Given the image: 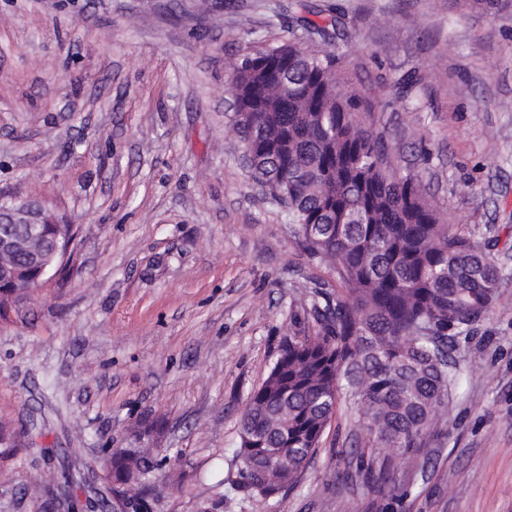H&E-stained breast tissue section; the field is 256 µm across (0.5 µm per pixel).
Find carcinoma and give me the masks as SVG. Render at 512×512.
Returning <instances> with one entry per match:
<instances>
[{
    "mask_svg": "<svg viewBox=\"0 0 512 512\" xmlns=\"http://www.w3.org/2000/svg\"><path fill=\"white\" fill-rule=\"evenodd\" d=\"M296 6L307 39L331 46L344 36L333 9ZM298 47L233 65L237 109L254 117L238 133L282 169L274 190L288 201L290 232L308 256L329 260L336 284L312 282L294 318L311 327L282 343L248 397L236 457L251 466L238 487L266 498L295 485L344 404L368 438L346 467L396 497L392 461L443 422L461 379L456 352L494 306L500 239L442 223L418 176L398 172L383 134L359 122L362 100L337 79L336 54ZM105 464L116 485L138 461L112 452Z\"/></svg>",
    "mask_w": 512,
    "mask_h": 512,
    "instance_id": "carcinoma-1",
    "label": "carcinoma"
}]
</instances>
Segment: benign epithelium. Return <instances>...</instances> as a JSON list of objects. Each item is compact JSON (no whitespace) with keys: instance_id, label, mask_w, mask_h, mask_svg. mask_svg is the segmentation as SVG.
I'll list each match as a JSON object with an SVG mask.
<instances>
[{"instance_id":"obj_1","label":"benign epithelium","mask_w":512,"mask_h":512,"mask_svg":"<svg viewBox=\"0 0 512 512\" xmlns=\"http://www.w3.org/2000/svg\"><path fill=\"white\" fill-rule=\"evenodd\" d=\"M243 158L249 170L267 181L271 176L264 173L263 160L256 157L252 148L244 149ZM0 224H54L56 231L49 245L28 232L21 236L0 237V275L10 279L13 288L7 300L29 295L34 289L51 280L61 270L69 257L75 240L72 224L45 206L26 199H13L0 204ZM25 253L30 268L18 269L15 258ZM144 473L131 471L125 483L112 494L113 512H139L144 492Z\"/></svg>"}]
</instances>
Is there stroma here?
I'll return each instance as SVG.
<instances>
[{
    "label": "stroma",
    "mask_w": 512,
    "mask_h": 512,
    "mask_svg": "<svg viewBox=\"0 0 512 512\" xmlns=\"http://www.w3.org/2000/svg\"><path fill=\"white\" fill-rule=\"evenodd\" d=\"M335 4L334 51L444 223L498 232L494 311L458 353L442 433L395 459L407 497L336 477L338 415L292 489L237 488L238 420L310 282L333 280L257 187L224 101L230 61L289 37L296 0H0V202L74 224L64 271L0 308V512L107 485L102 449L149 438L153 512H512V0ZM409 85H402V78Z\"/></svg>",
    "instance_id": "1"
}]
</instances>
